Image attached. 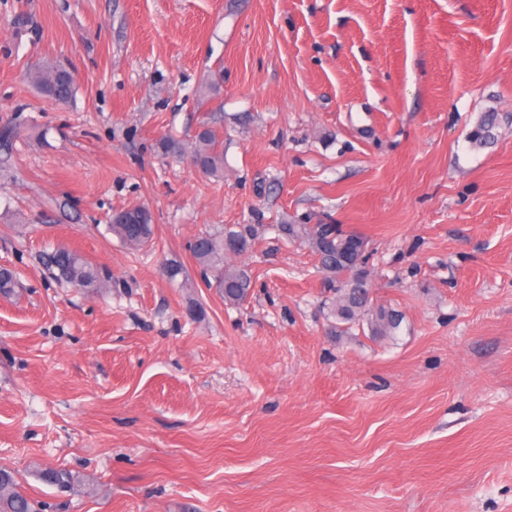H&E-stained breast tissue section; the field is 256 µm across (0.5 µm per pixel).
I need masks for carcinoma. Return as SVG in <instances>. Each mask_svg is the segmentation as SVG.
I'll return each mask as SVG.
<instances>
[{
	"label": "carcinoma",
	"instance_id": "obj_1",
	"mask_svg": "<svg viewBox=\"0 0 512 512\" xmlns=\"http://www.w3.org/2000/svg\"><path fill=\"white\" fill-rule=\"evenodd\" d=\"M59 64L49 60L36 63L29 72V79L44 98L67 105L74 99L77 85L72 80L60 78ZM502 117L488 111L480 115L467 134L473 148H485L498 139ZM199 169L206 175H224V142L216 133L205 128L198 132L189 146ZM152 214L144 206H133L112 215V233L133 247H143L152 240ZM280 234L290 242H303L317 256L323 272L340 274L338 280L328 279L333 290L329 317L332 328L340 333L367 324L373 336H393L402 323L398 311L383 305H375L370 297L367 283L357 277L359 264L367 263L369 255L362 251L367 246L365 239L357 233L346 231L339 224H281ZM259 238L254 224H232L222 230L205 232L191 244L192 255L204 271L216 279V287L224 300L239 303L247 298L251 288L248 272L226 263V258L244 255ZM43 263L50 271L67 282L87 290L109 287L111 277L89 262L79 252L59 247L43 256ZM43 480L60 490L70 487L72 477L65 471H49ZM0 512H40L39 505L16 489L14 476L0 471Z\"/></svg>",
	"mask_w": 512,
	"mask_h": 512
}]
</instances>
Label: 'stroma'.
Returning <instances> with one entry per match:
<instances>
[{
    "label": "stroma",
    "instance_id": "1",
    "mask_svg": "<svg viewBox=\"0 0 512 512\" xmlns=\"http://www.w3.org/2000/svg\"><path fill=\"white\" fill-rule=\"evenodd\" d=\"M5 127L0 468L43 512H512V0H0ZM205 127L219 181L158 148ZM140 204L138 249L108 225ZM285 223L365 238L396 336L330 333ZM229 224L263 227L239 304L190 251ZM60 70L59 64L43 60L30 69L28 77L42 97L59 105H68L76 95L77 85L71 79L62 80ZM502 117L498 112H483L473 128L467 134V141L472 148H485L498 139V129ZM43 263L49 271H57V276L67 282L87 290L107 288L111 277L89 262L79 252L66 247L56 248L43 256Z\"/></svg>",
    "mask_w": 512,
    "mask_h": 512
}]
</instances>
